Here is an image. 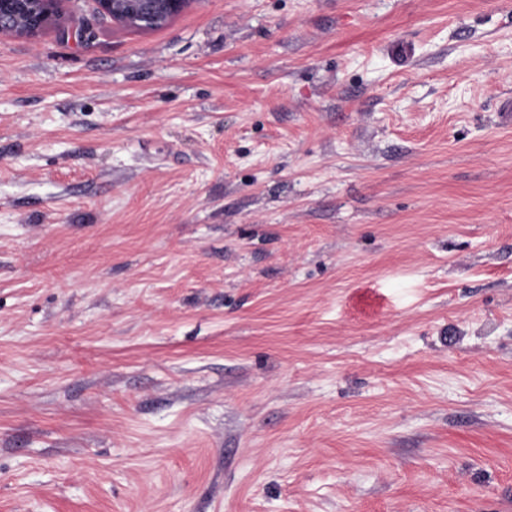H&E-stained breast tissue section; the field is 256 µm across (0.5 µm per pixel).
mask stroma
<instances>
[{
    "label": "stroma",
    "instance_id": "obj_1",
    "mask_svg": "<svg viewBox=\"0 0 512 512\" xmlns=\"http://www.w3.org/2000/svg\"><path fill=\"white\" fill-rule=\"evenodd\" d=\"M95 8L0 33V512H512V0ZM95 2L98 12L107 17L112 15L114 21L139 29H156L164 26L172 16L177 14L185 0H95Z\"/></svg>",
    "mask_w": 512,
    "mask_h": 512
}]
</instances>
